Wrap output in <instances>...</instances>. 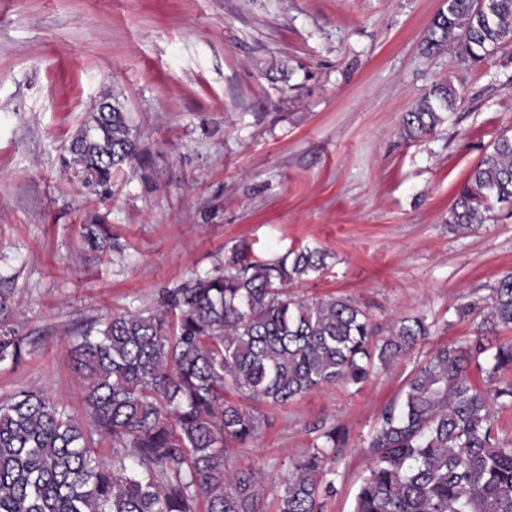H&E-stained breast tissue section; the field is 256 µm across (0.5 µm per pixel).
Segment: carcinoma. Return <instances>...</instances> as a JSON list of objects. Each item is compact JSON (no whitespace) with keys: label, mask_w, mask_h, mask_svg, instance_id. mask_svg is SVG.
<instances>
[{"label":"carcinoma","mask_w":512,"mask_h":512,"mask_svg":"<svg viewBox=\"0 0 512 512\" xmlns=\"http://www.w3.org/2000/svg\"><path fill=\"white\" fill-rule=\"evenodd\" d=\"M432 20L430 52L453 45L479 63L512 40V0H445ZM457 104L451 82L432 87L402 116L410 139L430 135ZM65 166L87 188H107L140 157L127 116L106 104L72 139ZM512 203V134L501 133L469 172L448 211L452 231L491 220V202ZM329 253L305 247L271 261L238 247L214 272L181 283L151 313L114 314L74 337L89 426L49 393L0 398V512H264L257 469L234 465L236 451L265 426L251 407L287 404L332 386L357 389L430 335L423 315L385 331L343 297L288 291L327 268ZM476 315L477 336L446 344L406 378L383 406L364 452L368 474L353 512H512V441L499 438L494 410L512 403V273ZM13 296L0 290V364L17 366L41 338L8 322ZM484 384L470 379L472 367ZM309 431L323 440L291 464L277 512H322L336 491L344 429L323 417ZM112 442V465L95 437Z\"/></svg>","instance_id":"obj_1"}]
</instances>
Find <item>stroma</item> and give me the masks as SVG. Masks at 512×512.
Masks as SVG:
<instances>
[{
	"label": "stroma",
	"mask_w": 512,
	"mask_h": 512,
	"mask_svg": "<svg viewBox=\"0 0 512 512\" xmlns=\"http://www.w3.org/2000/svg\"><path fill=\"white\" fill-rule=\"evenodd\" d=\"M443 5L0 0V286L20 306L12 327L43 338L0 366V398L40 389L83 416L69 349L87 324L151 310L239 244L259 261L318 247L329 267L297 293L351 299L384 328L422 313L431 334L360 391L259 405L267 424L237 456L264 470L277 512L310 424L333 418L347 443L323 512H352L379 409L436 347L474 336L457 307L512 271V207L474 232L447 225L470 169L512 130V42L477 64L426 52ZM443 80L455 109L435 135L406 139L402 113ZM104 103L126 112L141 158L86 188L63 159ZM96 216L104 254L83 237Z\"/></svg>",
	"instance_id": "1"
}]
</instances>
